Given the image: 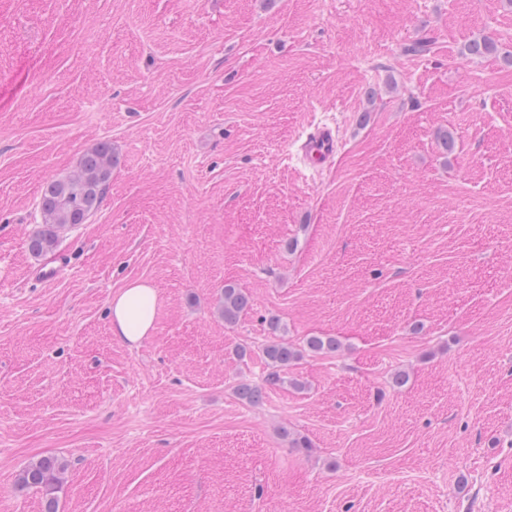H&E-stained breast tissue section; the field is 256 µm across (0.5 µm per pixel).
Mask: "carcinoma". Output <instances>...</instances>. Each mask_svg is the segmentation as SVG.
<instances>
[{"mask_svg":"<svg viewBox=\"0 0 512 512\" xmlns=\"http://www.w3.org/2000/svg\"><path fill=\"white\" fill-rule=\"evenodd\" d=\"M502 48L491 36H481L465 46V55L480 58L501 55ZM116 156L112 145L101 142L86 152L72 174L48 182L41 198V229L29 241V250L36 256H46L55 251L61 230L86 223L102 203L104 192L112 174ZM250 299L232 285L224 286L218 302V311L224 324L232 326L249 307ZM340 342L334 336H308L296 346L286 340L267 343L262 354L268 368L267 381L276 384L284 381L288 368L306 356L335 353ZM240 397L251 404L260 403L264 394L253 384L237 388ZM64 464L56 457H42L29 464L19 474L18 486L39 490L43 495V512H58L56 492L59 489Z\"/></svg>","mask_w":512,"mask_h":512,"instance_id":"carcinoma-1","label":"carcinoma"}]
</instances>
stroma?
Masks as SVG:
<instances>
[{
    "mask_svg": "<svg viewBox=\"0 0 512 512\" xmlns=\"http://www.w3.org/2000/svg\"><path fill=\"white\" fill-rule=\"evenodd\" d=\"M483 35L512 50V0H0V512H43L16 481L46 456L59 512H512V65L463 56ZM102 141L43 282L42 189ZM140 279L132 348L107 308ZM273 316L342 349L252 406ZM339 144L336 129L323 125L314 127L306 134L299 151L303 161L319 171L335 157ZM157 290L144 280L128 282L112 296L109 306L114 337L129 346L140 344L155 328ZM249 305L250 299L246 294L232 285H225L218 302V311L224 318V324L233 326Z\"/></svg>",
    "mask_w": 512,
    "mask_h": 512,
    "instance_id": "1",
    "label": "stroma"
}]
</instances>
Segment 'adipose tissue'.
<instances>
[{
    "label": "adipose tissue",
    "instance_id": "adipose-tissue-1",
    "mask_svg": "<svg viewBox=\"0 0 512 512\" xmlns=\"http://www.w3.org/2000/svg\"><path fill=\"white\" fill-rule=\"evenodd\" d=\"M157 290L144 280L128 282L115 295L109 306L111 330L114 337L135 346L155 328Z\"/></svg>",
    "mask_w": 512,
    "mask_h": 512
}]
</instances>
